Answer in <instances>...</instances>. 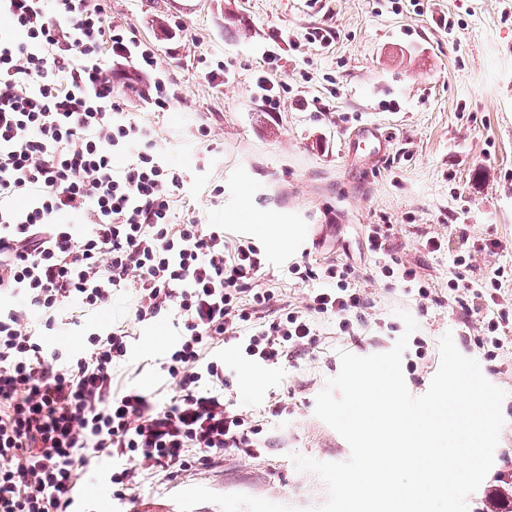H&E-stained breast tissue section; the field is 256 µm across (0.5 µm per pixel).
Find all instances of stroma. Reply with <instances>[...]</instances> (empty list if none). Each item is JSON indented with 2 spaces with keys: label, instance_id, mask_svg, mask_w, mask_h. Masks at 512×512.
Listing matches in <instances>:
<instances>
[{
  "label": "stroma",
  "instance_id": "stroma-1",
  "mask_svg": "<svg viewBox=\"0 0 512 512\" xmlns=\"http://www.w3.org/2000/svg\"><path fill=\"white\" fill-rule=\"evenodd\" d=\"M108 9L113 23L154 48L179 93L166 112L129 108L186 174L173 197L176 216L223 225L230 238L261 247L271 257L268 278L285 299L305 293L288 271L292 263L320 266L342 256L367 294L364 318L352 322L359 344L329 320L319 323L315 344L280 365L224 346L226 394L259 425L263 447L229 451L207 471L137 473L128 501L164 502L173 512H311L326 488L297 471L293 455L344 462L351 454L316 417V396L338 374L340 351L391 350L405 331L404 310L426 342L424 358L412 345L403 355L417 364L404 374L411 394L427 391L448 331L506 393L493 466L467 499L472 510L479 506L497 475L512 470V337L497 360L483 361L462 339L448 281L455 258L471 251L477 276L512 268V0H108ZM316 27L332 39L308 43ZM267 52L278 65L271 75L281 95L277 112L264 111L255 91ZM219 65L226 77L216 84L209 72ZM369 120L393 127L394 140L377 159L348 146ZM265 224L292 234L263 233ZM376 224L392 225L395 257L433 282L437 300L419 302L382 275L365 247ZM429 235L443 238L440 251L423 248ZM489 238L499 245L487 251L481 244ZM132 302L127 295L111 313L60 324L45 341L76 350L109 319L127 320L130 360L116 378L162 402L175 385L160 384L157 364L179 328L170 317L130 320Z\"/></svg>",
  "mask_w": 512,
  "mask_h": 512
}]
</instances>
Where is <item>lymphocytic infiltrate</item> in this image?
<instances>
[{"instance_id": "f902f5d3", "label": "lymphocytic infiltrate", "mask_w": 512, "mask_h": 512, "mask_svg": "<svg viewBox=\"0 0 512 512\" xmlns=\"http://www.w3.org/2000/svg\"><path fill=\"white\" fill-rule=\"evenodd\" d=\"M10 25L0 35V512H74L87 469L107 455L115 495L134 469L175 474L209 466L230 449L256 448L259 430L224 395L215 348L237 341L275 365L315 341V321L340 332L364 305L353 267L295 264L301 281L323 279L300 303L265 279L267 256L220 224L175 222L183 184L156 150L154 132L123 118L114 94L139 93L143 77L155 111L176 94L157 76L153 47L113 24L106 0H0ZM390 233L375 225L368 249L382 272L419 300L435 290L416 267L391 257ZM448 289L484 358L496 360L512 327L511 275L476 277L460 255ZM135 290L133 315L149 322L176 312L182 337L161 365L178 388L162 407L117 387L114 370L129 333L116 324L62 354L40 333L72 307L92 313Z\"/></svg>"}]
</instances>
